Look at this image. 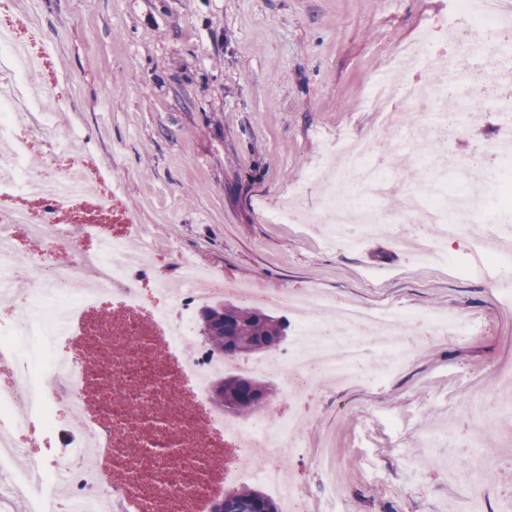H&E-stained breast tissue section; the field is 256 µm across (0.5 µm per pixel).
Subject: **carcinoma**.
Returning <instances> with one entry per match:
<instances>
[{
	"label": "carcinoma",
	"instance_id": "obj_1",
	"mask_svg": "<svg viewBox=\"0 0 512 512\" xmlns=\"http://www.w3.org/2000/svg\"><path fill=\"white\" fill-rule=\"evenodd\" d=\"M224 305V323L213 325L201 331L210 350L222 356L227 347L242 342L250 345L249 352L260 353L264 345L273 341L279 343L286 338L288 323L261 311L258 308L243 307L232 301H222ZM266 390L260 381L244 376H230L224 386V400L231 404L232 410L241 415L252 414L258 405L251 398L253 390ZM223 512H277L276 502L252 487H239L224 494L223 504H214L211 512L218 507Z\"/></svg>",
	"mask_w": 512,
	"mask_h": 512
}]
</instances>
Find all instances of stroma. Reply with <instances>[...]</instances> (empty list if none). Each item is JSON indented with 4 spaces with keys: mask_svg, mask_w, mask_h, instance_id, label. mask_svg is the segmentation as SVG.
<instances>
[{
    "mask_svg": "<svg viewBox=\"0 0 512 512\" xmlns=\"http://www.w3.org/2000/svg\"><path fill=\"white\" fill-rule=\"evenodd\" d=\"M460 22L453 0H8L0 11V24L47 50L25 92L54 97L55 124L35 136L29 168L44 170L55 136L77 135L90 164L120 177L158 265L172 249L251 288L468 325L444 343L414 335L411 361L390 378L323 383L296 407L279 404L301 417L309 447L335 448L347 512H473L446 466L466 446L426 448L420 434L474 388L489 395L512 377V288L418 263L392 227L328 246L326 225L302 221L332 187L315 170L336 140L375 137L368 89L430 81L399 66L401 49ZM508 118L483 103L451 135V154L493 150ZM431 153L419 137L390 157L398 186L385 209ZM285 206L299 222L272 223Z\"/></svg>",
    "mask_w": 512,
    "mask_h": 512,
    "instance_id": "35a3bbf8",
    "label": "stroma"
}]
</instances>
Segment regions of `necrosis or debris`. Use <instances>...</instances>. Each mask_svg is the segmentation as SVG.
<instances>
[{
    "label": "necrosis or debris",
    "mask_w": 512,
    "mask_h": 512,
    "mask_svg": "<svg viewBox=\"0 0 512 512\" xmlns=\"http://www.w3.org/2000/svg\"><path fill=\"white\" fill-rule=\"evenodd\" d=\"M468 24L452 27L440 40L423 37L405 46L407 64L440 70L446 56L470 57L471 66L459 74H442L433 85L412 80L392 87L380 81L365 98L380 133L374 143L348 141L341 149L335 183L355 179L358 197L341 202L329 198L324 223L344 234L348 225L373 229L385 215L374 203L387 195L391 181L381 162L415 130L396 121L392 102L401 98L407 109L420 112L428 133L445 131L449 118H462L476 104L475 85L491 73L506 75L501 65L512 52V0H454ZM44 54L32 51L21 35L0 26V277L20 273L26 298L8 326H0V366L12 369L9 383L0 387V473L9 474L0 485V512H127L128 501L143 497L157 471H166L172 484L199 481L195 435L220 433L230 448L231 475L238 480L264 482L281 492L287 512H340L336 496V455L333 449H315L313 458L325 474L322 507H315L300 485L285 475L284 461L304 450L306 439L300 422L284 421L279 412L262 407L241 419L209 409V380L222 369V358L194 340V312L202 303L233 296L248 304L287 310L296 327V341L288 350H277L252 361L255 375L272 374L284 384V397L294 401L313 382L340 381L356 376L367 359H375L377 377L390 374L406 358L403 319L388 308L364 309L353 303H335L317 294L298 301L281 293H268L202 273L198 264L175 256L176 279L159 269L152 252L133 256L127 242L138 226L132 218L115 221L118 188L100 169L89 166L74 142H66L56 156V174L32 172L27 158L33 134L46 126L53 112L51 99L34 101L25 94L27 81L38 74ZM430 173L411 186L394 220L412 225L408 247L427 258L439 242L456 236L459 225L485 209L481 200L455 193L448 183L449 170L467 172L470 162L449 166L448 157L435 153ZM488 210V209H485ZM512 210V183L504 182L489 209L498 243L489 248L483 239L472 241L469 260L459 267L464 276H482L498 282L512 270V226L503 218ZM114 302L132 321L116 329L99 324L88 330L100 340L103 411L108 427L84 424L83 445L64 451L63 462L29 456L17 466L15 435L59 432V414L80 410L76 380L72 375L81 352L70 345L72 319L85 308ZM381 331L377 346L365 342L363 331ZM165 330L170 343L156 353L153 364L141 356L147 329ZM178 362L196 412L172 409L164 426L149 429V414L168 402L160 368ZM474 421L467 444L475 450L465 467L450 474L468 498L481 494L479 475L496 467L504 452L486 446L480 432L495 424L512 422V398L477 395L467 410ZM180 448L173 459L154 457L138 462L131 454L139 436ZM108 449L113 462L128 465L130 476L121 487L112 486L107 474L86 467L82 458L89 443Z\"/></svg>",
    "instance_id": "4bbe7bcc"
}]
</instances>
